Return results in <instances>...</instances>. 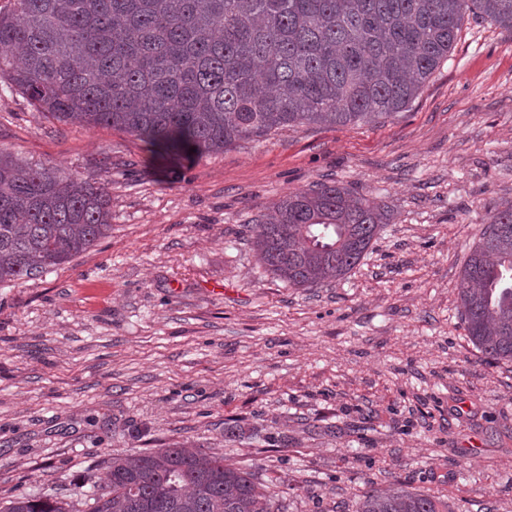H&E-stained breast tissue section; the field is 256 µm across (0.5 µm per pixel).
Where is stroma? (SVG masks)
Masks as SVG:
<instances>
[{
  "label": "stroma",
  "instance_id": "obj_1",
  "mask_svg": "<svg viewBox=\"0 0 512 512\" xmlns=\"http://www.w3.org/2000/svg\"><path fill=\"white\" fill-rule=\"evenodd\" d=\"M0 149L112 193L109 237L0 285V502L56 491L83 512L104 460L179 440L254 466L288 512L396 485L512 512V362L475 348L456 289L512 202V29L466 16L393 119L177 161L1 84ZM332 181L389 221L343 279L288 287L243 226Z\"/></svg>",
  "mask_w": 512,
  "mask_h": 512
}]
</instances>
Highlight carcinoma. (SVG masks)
I'll return each mask as SVG.
<instances>
[{
	"label": "carcinoma",
	"instance_id": "cac0c4a2",
	"mask_svg": "<svg viewBox=\"0 0 512 512\" xmlns=\"http://www.w3.org/2000/svg\"><path fill=\"white\" fill-rule=\"evenodd\" d=\"M0 82L66 124L125 132L154 156L220 153L311 125L392 117L454 50L465 14L512 29V0H13ZM387 213L335 182L290 193L249 225L291 288L345 277ZM112 230V199L54 164L0 149V284L69 262ZM473 345L512 361V204L494 209L457 283ZM88 512H285L253 467L174 443L104 461ZM424 493L369 490L358 512H447ZM0 512H70L42 494Z\"/></svg>",
	"mask_w": 512,
	"mask_h": 512
}]
</instances>
